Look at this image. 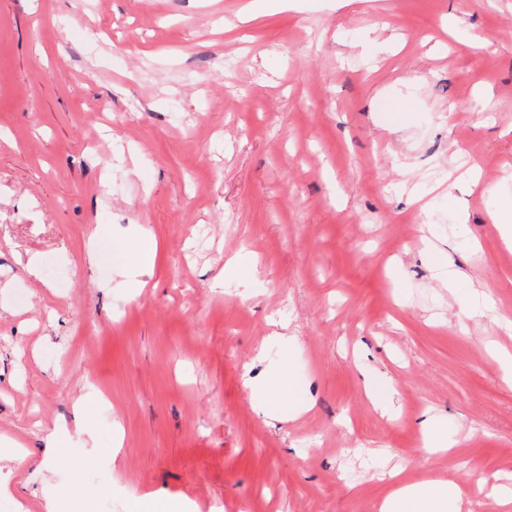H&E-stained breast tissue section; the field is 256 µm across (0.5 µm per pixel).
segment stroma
<instances>
[{"instance_id":"35a3bbf8","label":"stroma","mask_w":512,"mask_h":512,"mask_svg":"<svg viewBox=\"0 0 512 512\" xmlns=\"http://www.w3.org/2000/svg\"><path fill=\"white\" fill-rule=\"evenodd\" d=\"M248 3L0 0V442L39 451L0 512H378L429 476L504 512L512 0ZM278 323L297 418L258 390ZM365 389L372 404L381 407L386 406L396 393L394 384L388 376L368 378L365 381Z\"/></svg>"}]
</instances>
